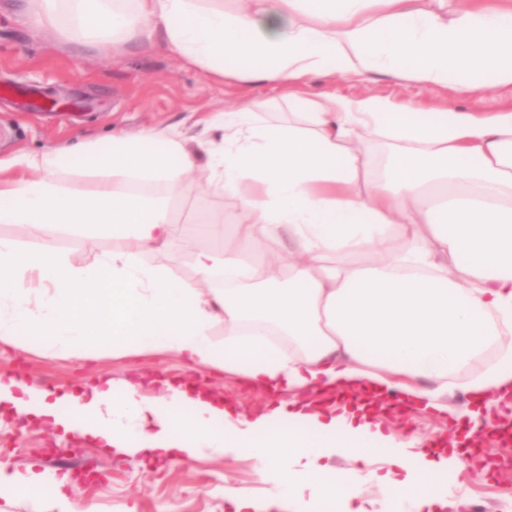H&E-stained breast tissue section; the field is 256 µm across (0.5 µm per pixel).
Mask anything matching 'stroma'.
<instances>
[{
  "instance_id": "stroma-1",
  "label": "stroma",
  "mask_w": 512,
  "mask_h": 512,
  "mask_svg": "<svg viewBox=\"0 0 512 512\" xmlns=\"http://www.w3.org/2000/svg\"><path fill=\"white\" fill-rule=\"evenodd\" d=\"M27 0H0V87L17 85L36 89L41 110L26 100L0 94V165L13 166L25 154H39L71 141L95 142L113 130L137 134L149 128L178 127L187 147L201 152L215 139L206 121L218 108L235 109L262 101L267 121L291 120L288 89L278 84L248 79L217 80L204 68L182 61L164 46L141 47L131 42L114 51L77 39L47 34L26 14ZM309 97L322 94L374 95L401 103L413 101L424 112L457 108L486 114L512 107V86L462 94L454 87H423L412 81L382 75L334 79L320 75L298 85ZM203 173L182 180L170 195L175 236L156 251L143 254V263L166 267L174 276L193 275L196 253L204 246V225L199 216L232 221L234 205L222 196L205 193ZM0 236L35 248L39 241L52 244L76 266L93 264L102 254L119 249V242L92 238L68 229L46 232L44 238L29 230L0 224ZM0 377H15L44 390L66 392L99 381L139 384L142 394L161 393V382L184 388L205 381L217 388L237 411L264 412L273 402L295 399L292 391L266 393L233 372L215 373L188 366L177 354L146 353L136 357L104 355L96 359L50 356L40 340L18 337L0 344ZM457 426L447 418L418 408L379 411L375 419L389 436L382 446L387 456L391 444L414 436L450 447L457 430H471L463 413L468 397L455 393L448 399ZM52 426L30 419L19 423L16 415L0 408V464L20 472H55L76 475L94 465L99 478L82 482L75 494L86 512H234L224 495L225 485L256 496L266 485L246 452L223 456L204 454L179 461L148 459L142 455L117 456L91 438L73 436L66 458L51 456L47 448L57 443ZM463 480L460 512H512V446L505 447L483 433L478 455L463 476L449 474V482Z\"/></svg>"
}]
</instances>
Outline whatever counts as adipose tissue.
<instances>
[{"mask_svg":"<svg viewBox=\"0 0 512 512\" xmlns=\"http://www.w3.org/2000/svg\"><path fill=\"white\" fill-rule=\"evenodd\" d=\"M52 35L100 45L162 42L217 78L295 85L324 74L382 72L464 93L512 85V0H245L227 11L200 0H30ZM294 124L266 121L263 103L214 112L219 140L204 155L173 131L119 134L23 157L0 180V224L40 235L76 227L121 242L77 268L52 246L28 251L0 237V342L43 339L50 354L174 352L239 373L267 390L365 392L447 412L462 392L483 404L512 395V108L478 115L422 112L374 96L291 95ZM96 178L90 192L54 179ZM234 201L239 221L211 234L182 280L141 254L173 234L169 194L193 172ZM291 247L281 252L278 243ZM266 243L263 254L251 247ZM224 341H216V324ZM483 370L468 366L485 351ZM0 405L114 454L149 450L193 459L246 451L263 496L224 494L234 512L276 503L315 512H445L459 454L422 438L387 437L359 406L311 404L235 415L203 391L104 382L58 396L0 377ZM351 459L337 469L335 458ZM68 476L0 465V493H52L37 512H75ZM373 494H364V487Z\"/></svg>","mask_w":512,"mask_h":512,"instance_id":"obj_1","label":"adipose tissue"}]
</instances>
